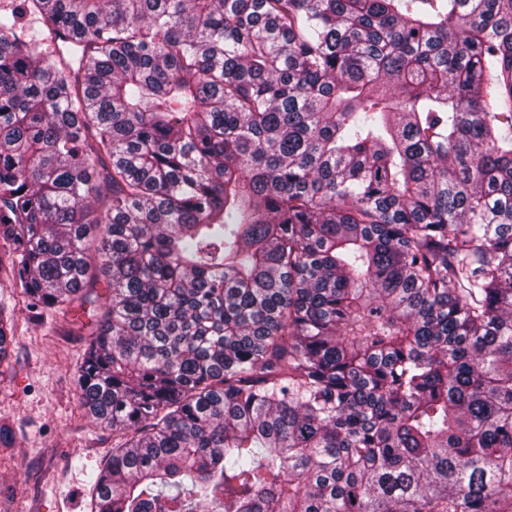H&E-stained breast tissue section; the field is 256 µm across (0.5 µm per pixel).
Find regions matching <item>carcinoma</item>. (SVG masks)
I'll return each instance as SVG.
<instances>
[{"mask_svg": "<svg viewBox=\"0 0 512 512\" xmlns=\"http://www.w3.org/2000/svg\"><path fill=\"white\" fill-rule=\"evenodd\" d=\"M0 239L90 512H512V0H14Z\"/></svg>", "mask_w": 512, "mask_h": 512, "instance_id": "obj_1", "label": "carcinoma"}]
</instances>
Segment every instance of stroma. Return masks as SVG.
Listing matches in <instances>:
<instances>
[{
  "mask_svg": "<svg viewBox=\"0 0 512 512\" xmlns=\"http://www.w3.org/2000/svg\"><path fill=\"white\" fill-rule=\"evenodd\" d=\"M106 292L70 311L32 308L0 280L14 336L0 363V512H90L91 480L112 455L111 428L81 407L76 372Z\"/></svg>",
  "mask_w": 512,
  "mask_h": 512,
  "instance_id": "35a3bbf8",
  "label": "stroma"
}]
</instances>
